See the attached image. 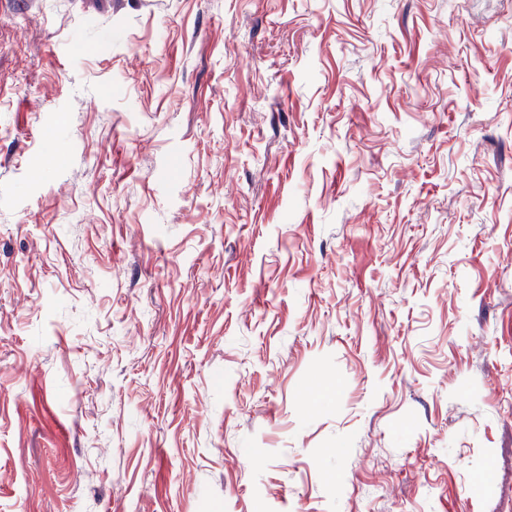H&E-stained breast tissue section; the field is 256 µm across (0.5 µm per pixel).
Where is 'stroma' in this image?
Segmentation results:
<instances>
[{"instance_id":"obj_1","label":"stroma","mask_w":512,"mask_h":512,"mask_svg":"<svg viewBox=\"0 0 512 512\" xmlns=\"http://www.w3.org/2000/svg\"><path fill=\"white\" fill-rule=\"evenodd\" d=\"M0 512H512V0H0Z\"/></svg>"}]
</instances>
